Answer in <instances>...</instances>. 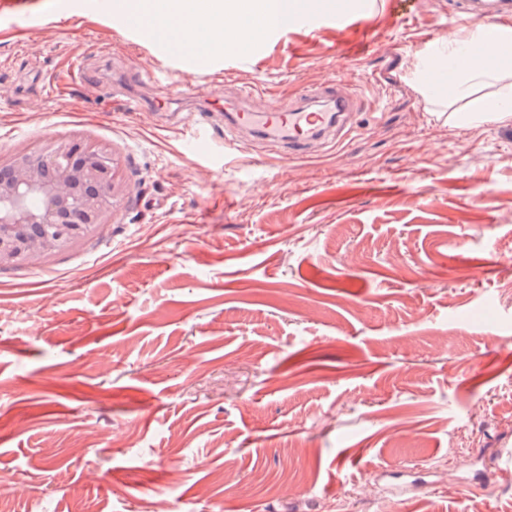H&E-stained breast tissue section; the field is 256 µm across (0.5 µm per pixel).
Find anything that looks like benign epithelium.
<instances>
[{
  "label": "benign epithelium",
  "mask_w": 512,
  "mask_h": 512,
  "mask_svg": "<svg viewBox=\"0 0 512 512\" xmlns=\"http://www.w3.org/2000/svg\"><path fill=\"white\" fill-rule=\"evenodd\" d=\"M121 160L104 142L54 137L0 155V270L70 250L123 205Z\"/></svg>",
  "instance_id": "7a95c632"
}]
</instances>
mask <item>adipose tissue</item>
I'll return each instance as SVG.
<instances>
[{"mask_svg":"<svg viewBox=\"0 0 512 512\" xmlns=\"http://www.w3.org/2000/svg\"><path fill=\"white\" fill-rule=\"evenodd\" d=\"M128 12L159 19L160 33L171 36L184 56H200L206 47H229L223 20L251 13L253 0H127ZM484 27L455 32L421 58L414 70L424 95L443 106L454 104V122L466 125L495 121L512 123V27L500 28L485 55L458 68L454 60L463 47L484 41Z\"/></svg>","mask_w":512,"mask_h":512,"instance_id":"obj_1","label":"adipose tissue"}]
</instances>
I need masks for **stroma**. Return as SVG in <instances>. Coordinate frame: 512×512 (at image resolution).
<instances>
[{
    "mask_svg": "<svg viewBox=\"0 0 512 512\" xmlns=\"http://www.w3.org/2000/svg\"><path fill=\"white\" fill-rule=\"evenodd\" d=\"M114 2L0 0V153L102 140L129 187L94 236L0 270V512H323L465 429L470 489L436 474L354 512H512V124L448 121L413 77L454 0L253 14L195 60ZM161 69L217 107L336 79L362 105L288 158L216 133L213 166L184 146L198 113L137 85ZM308 1L309 0H267L264 4L267 14L261 17V23L265 25L267 29L281 28L284 25L275 19L277 18L279 21L288 20V24L293 23L303 26H313L315 22L312 17L297 16L290 21L302 11L303 7L309 6Z\"/></svg>",
    "mask_w": 512,
    "mask_h": 512,
    "instance_id": "1",
    "label": "stroma"
}]
</instances>
